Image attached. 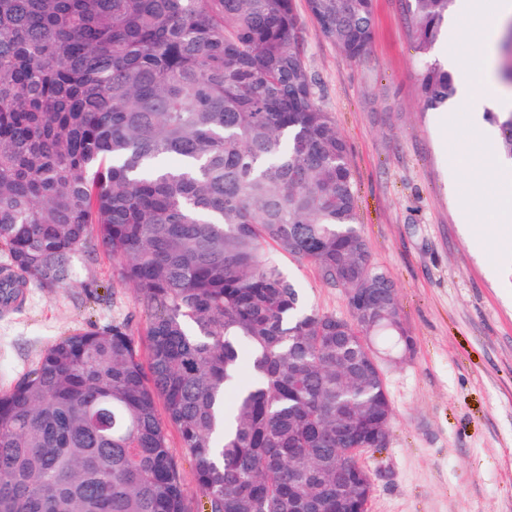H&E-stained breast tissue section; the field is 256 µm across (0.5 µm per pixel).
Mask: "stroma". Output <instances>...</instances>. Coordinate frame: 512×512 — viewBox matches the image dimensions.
Returning a JSON list of instances; mask_svg holds the SVG:
<instances>
[{
  "label": "stroma",
  "mask_w": 512,
  "mask_h": 512,
  "mask_svg": "<svg viewBox=\"0 0 512 512\" xmlns=\"http://www.w3.org/2000/svg\"><path fill=\"white\" fill-rule=\"evenodd\" d=\"M316 102L348 148L357 222L376 265L394 282L414 352L387 365L393 416L384 447L364 453L374 487L368 512H512V248L488 272L452 185L469 187L448 111L423 109L406 0H373L368 55L348 57L296 0ZM307 307L349 318L346 292L314 269L279 258ZM143 331L136 289L105 252L77 253L68 285H35L0 307V390L41 350L112 322Z\"/></svg>",
  "instance_id": "1"
}]
</instances>
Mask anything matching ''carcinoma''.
Listing matches in <instances>:
<instances>
[{
    "instance_id": "cac0c4a2",
    "label": "carcinoma",
    "mask_w": 512,
    "mask_h": 512,
    "mask_svg": "<svg viewBox=\"0 0 512 512\" xmlns=\"http://www.w3.org/2000/svg\"><path fill=\"white\" fill-rule=\"evenodd\" d=\"M406 2L427 56L453 0ZM307 6L369 52L373 0ZM303 40L296 0H0V303L102 248L146 316V353L128 324L93 326L0 391V512H188L170 426L196 512H356L336 480L368 481L346 449L390 424L386 386L358 369L355 319L307 308L275 254L332 288L380 279L382 352L405 332ZM454 93L429 62L423 106ZM487 119L512 159V112ZM168 443L171 454L176 461L180 472L188 507L193 510L195 508L196 501L200 496V492L190 458L185 449L182 448V442L179 434L172 427L168 429Z\"/></svg>"
}]
</instances>
